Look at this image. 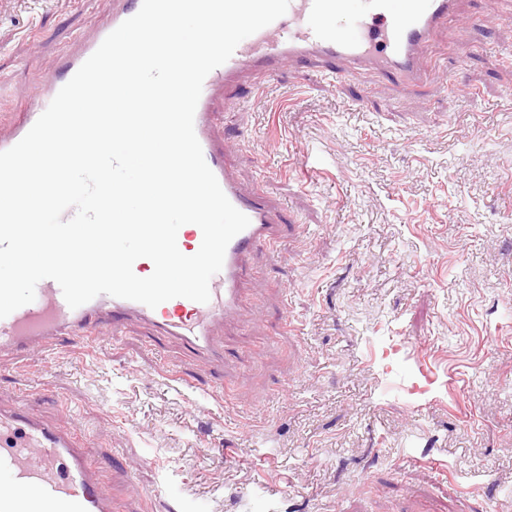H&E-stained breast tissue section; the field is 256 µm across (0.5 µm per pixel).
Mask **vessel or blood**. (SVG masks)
<instances>
[{"label":"vessel or blood","instance_id":"vessel-or-blood-1","mask_svg":"<svg viewBox=\"0 0 512 512\" xmlns=\"http://www.w3.org/2000/svg\"><path fill=\"white\" fill-rule=\"evenodd\" d=\"M141 4L142 0H116L107 22L92 37L77 39L60 74L38 84L22 125L8 138H0V151L26 135L59 89ZM459 4L460 0H359L352 20L346 22L343 0H290L285 15L244 39L225 64L208 74L196 108L194 128L204 159L229 201L250 220L231 240L221 271L211 278L209 301L177 297L152 309L102 294L73 309L60 286L44 279L37 284L32 303L0 319V357L20 358L31 348H49L62 338L90 344L95 334L115 332L133 318L199 356L221 357L214 331L241 306L246 259L254 248L277 241L284 206L264 191L243 190L233 177L224 142L215 134L220 123L211 107L215 92L242 78L263 87L300 62L317 64L319 77L330 81L370 68L406 87L443 82V74L428 62L425 52L439 28L457 15ZM0 470L13 480L12 487L0 489V512H112L68 421L48 423L22 408L0 410Z\"/></svg>","mask_w":512,"mask_h":512}]
</instances>
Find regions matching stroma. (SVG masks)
Instances as JSON below:
<instances>
[{"label": "stroma", "mask_w": 512, "mask_h": 512, "mask_svg": "<svg viewBox=\"0 0 512 512\" xmlns=\"http://www.w3.org/2000/svg\"><path fill=\"white\" fill-rule=\"evenodd\" d=\"M114 0H0V136ZM444 88L285 69L221 137L286 206L203 361L119 339L0 360V408L74 421L116 512H512V0H461ZM178 365L222 408L192 406Z\"/></svg>", "instance_id": "35a3bbf8"}]
</instances>
